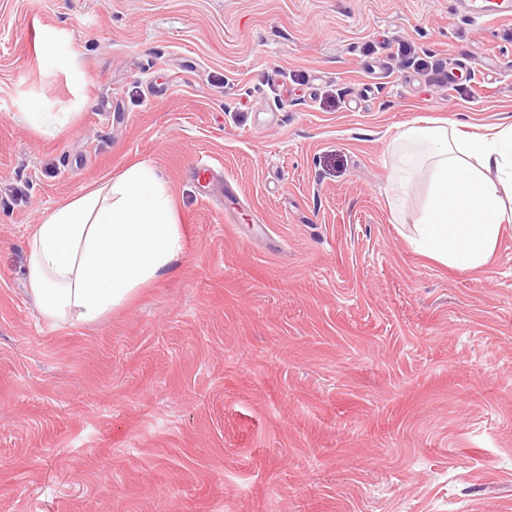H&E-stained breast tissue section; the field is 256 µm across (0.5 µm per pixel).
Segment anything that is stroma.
<instances>
[{
	"instance_id": "35a3bbf8",
	"label": "stroma",
	"mask_w": 512,
	"mask_h": 512,
	"mask_svg": "<svg viewBox=\"0 0 512 512\" xmlns=\"http://www.w3.org/2000/svg\"><path fill=\"white\" fill-rule=\"evenodd\" d=\"M420 118L512 122V20L0 0V512H512V227L477 271L414 251L427 184L394 208L390 145ZM136 163L182 256L103 320L48 324L28 237ZM190 170L205 188H208L211 182L222 181L221 169L208 155L196 157L190 165Z\"/></svg>"
}]
</instances>
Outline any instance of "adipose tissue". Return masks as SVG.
<instances>
[{"instance_id": "ef3b65f1", "label": "adipose tissue", "mask_w": 512, "mask_h": 512, "mask_svg": "<svg viewBox=\"0 0 512 512\" xmlns=\"http://www.w3.org/2000/svg\"><path fill=\"white\" fill-rule=\"evenodd\" d=\"M390 181L405 197L426 177L415 222L416 252L461 271L486 266L512 224V123L473 140L447 124L417 122L393 142ZM26 277L56 325L91 324L168 274L183 252L170 195L138 163L56 208L27 244Z\"/></svg>"}]
</instances>
